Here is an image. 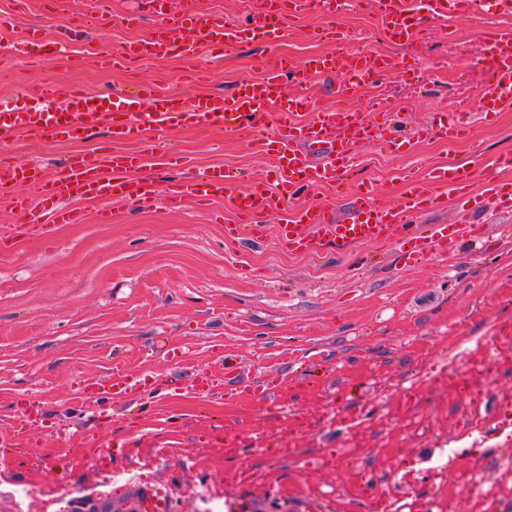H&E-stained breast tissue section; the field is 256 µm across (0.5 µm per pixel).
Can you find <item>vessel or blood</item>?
<instances>
[{
	"instance_id": "1",
	"label": "vessel or blood",
	"mask_w": 512,
	"mask_h": 512,
	"mask_svg": "<svg viewBox=\"0 0 512 512\" xmlns=\"http://www.w3.org/2000/svg\"><path fill=\"white\" fill-rule=\"evenodd\" d=\"M314 0H280L277 7L261 6L251 13L246 26L224 22L205 0L174 17L162 19L151 38L133 47H122L101 56L102 68L137 66L145 57L181 55L192 58L198 47H228L238 44L244 35L273 50L274 57L264 76L239 82L231 91L205 94L190 101L174 95L159 94L153 86L138 85L136 92L120 97L94 96L81 88L60 92L55 105L42 104L43 91L30 92L31 104L22 109L0 107V154L17 151L10 134L22 131L60 140L74 139L88 128L105 127L115 141L141 135L148 130L168 131L221 125L237 131L245 129L257 138L258 146L274 156L275 183L270 187L246 185L243 175L221 168L203 176H188L167 187L165 201L175 206L187 199L207 202L215 196L229 198L241 221L227 225L225 234L232 239L259 238L266 231L263 216L275 217L280 237L289 249L316 253L331 244L344 248L354 244L388 239L406 248L416 263L448 251L456 239L475 233L473 224H439L426 230L414 229L408 222L417 211L437 204L448 193H462L472 174L468 169L429 170L424 176L411 177L410 189L400 204L380 206L374 201V189L361 187L356 204L343 216L332 219L323 208L312 206L292 211L288 201L296 185L302 182L326 187L339 185L353 164L356 148L388 144L389 128L356 121L348 108H327L302 116L304 98L289 93L287 80L307 84L321 77L343 72L351 84L376 70L395 68L391 57L365 62L357 53H329L291 66L284 55L276 54L279 41L290 22L306 13ZM475 0H369L370 10L386 24L391 37L400 43L413 41L425 30L429 18L456 17L471 10ZM482 47L492 50L493 66L480 94V109L490 119L512 107V27H498L485 33ZM426 133L452 142L469 132L459 117L437 115ZM176 150L154 142L144 153L128 157L101 153L94 157L71 158L61 175H46L31 163H0V191L8 193L11 209L28 215L26 233L47 235L52 226L77 224L80 211L73 208L77 199L98 201L141 200L153 197L152 184L136 177V170L153 164H177ZM37 185L38 199L12 195V188ZM134 376L112 373L92 386V397L104 394L133 393Z\"/></svg>"
}]
</instances>
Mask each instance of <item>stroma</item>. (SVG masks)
Instances as JSON below:
<instances>
[{"mask_svg": "<svg viewBox=\"0 0 512 512\" xmlns=\"http://www.w3.org/2000/svg\"><path fill=\"white\" fill-rule=\"evenodd\" d=\"M92 0H0V101L22 108L26 88L53 83L92 94H122L148 82L186 98L221 93L259 78L267 51L247 41L180 58L103 70L96 54L155 25L153 0H99L116 15L105 26L67 27L65 16ZM324 16L295 19L281 44L300 59L324 51L309 37ZM507 17L479 10L431 22L413 43L390 46L369 9L344 11L354 40L392 50L417 64L419 81L399 75L348 92L339 75L307 85L314 110L352 106L377 126H400L387 148L359 149L342 185L312 186L291 208L320 204L332 215L356 201L359 182L376 184L379 202L399 204L401 174L434 166L474 171L471 199L448 197L413 221L481 224V238H460L448 252L416 266L393 242L379 240L318 253L288 251L275 218L262 241L228 239L236 223L230 201L171 208L162 198L81 201L79 224L53 226L38 238L26 219L0 203V512H76L79 505L130 496L156 483L169 512H376L390 498L397 512H442L445 502L512 512V343H491L512 324V211H500L484 182L512 154V109L487 120L479 92L487 63L480 37ZM40 27L67 48L31 63L15 50ZM387 97L385 112L368 109ZM470 113L469 138L446 144L419 134L439 113ZM181 165L146 169L160 188L189 172L230 166L261 185L273 166L247 133L216 127L171 130ZM13 156L62 172L65 161L104 147L141 152L144 143H111L95 128L80 144L21 135ZM252 378H279L275 400L250 394L225 399L236 386L205 398L192 387L204 368L223 377L225 362ZM137 376L138 390L107 402L81 399L83 385L113 369ZM489 415L473 431V409ZM362 417L363 432L349 417ZM260 434L227 458L228 436ZM475 468L478 481L460 476Z\"/></svg>", "mask_w": 512, "mask_h": 512, "instance_id": "obj_1", "label": "stroma"}]
</instances>
